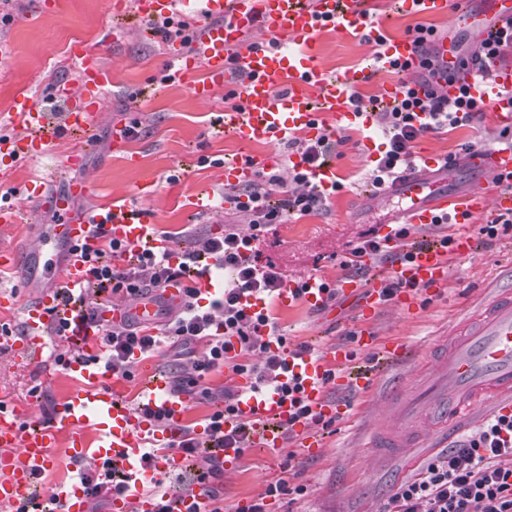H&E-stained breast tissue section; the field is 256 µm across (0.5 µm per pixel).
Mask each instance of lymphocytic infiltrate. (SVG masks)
Returning <instances> with one entry per match:
<instances>
[{"label": "lymphocytic infiltrate", "instance_id": "f902f5d3", "mask_svg": "<svg viewBox=\"0 0 512 512\" xmlns=\"http://www.w3.org/2000/svg\"><path fill=\"white\" fill-rule=\"evenodd\" d=\"M408 69L405 62L389 63L390 73L398 77L400 94L377 114V129L388 139L385 151L368 173L377 187L399 173L416 169L414 147L420 137L469 125L487 107L484 98L472 97L464 87L453 97L435 90L418 95ZM340 144V139L328 132L310 139L288 137L283 146L301 156L303 169H290L285 176L258 170L252 180L225 194L231 209L246 217L248 232L231 223L225 225L223 233L198 238L193 248L177 253L169 245V233H160V246L137 248L112 238L104 225L96 224L92 232L99 241L97 247L66 243L67 254L78 256L89 275L80 293L82 316L97 335L105 371L127 379L136 360L156 356L163 343L186 351L201 343L206 352L202 359L193 361V375L188 381L201 395L209 393L207 377L228 368L250 376L255 388L290 400L294 419L322 424V417L300 396V378L288 372L289 358L309 354L310 349L302 343L289 345L268 308L287 285H294L301 293L308 282L303 278L288 282L280 266L263 257L260 245L273 225L325 206L326 194L315 181L314 172ZM123 256L128 259L124 265L119 262ZM206 258L214 260L219 271L232 273L209 302H202L198 286H184L180 307L155 333L131 321L115 325L103 320L105 298L157 296ZM239 402L238 393L225 392L223 407L206 419L208 443L199 441L194 425L182 426L170 449L192 457L205 446L211 454L194 468L188 480L151 488L156 512H180L182 499L198 487L208 493L207 512H224V500L213 489L214 481L224 472L218 451L236 448L244 452L251 446L252 422H240L231 432L224 429L227 418L239 415ZM75 477L92 502L112 499L127 490L126 476L113 464L106 473L86 468L77 470ZM383 512H512V414L492 416L474 435L428 458L419 474L396 487Z\"/></svg>", "mask_w": 512, "mask_h": 512}]
</instances>
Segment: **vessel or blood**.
I'll list each match as a JSON object with an SVG mask.
<instances>
[{
	"label": "vessel or blood",
	"mask_w": 512,
	"mask_h": 512,
	"mask_svg": "<svg viewBox=\"0 0 512 512\" xmlns=\"http://www.w3.org/2000/svg\"><path fill=\"white\" fill-rule=\"evenodd\" d=\"M202 14L206 19L196 42V51L187 58V65L204 62L215 79L229 78L231 70L246 73L247 80L239 92L243 106L224 112L225 129L234 131L242 141L275 143L289 134L307 131L316 112H324L336 125L351 122L354 114L348 97L368 79L369 71L361 70L351 77L340 79L327 73L309 54L304 45L310 42L324 21L338 24L341 30L361 26L365 19L367 0H203ZM174 0H136V13L143 20L168 14ZM460 22L473 30L486 32L512 27V0H475L459 17ZM264 31L283 44L282 50L249 49L243 47L245 33ZM433 53L443 73L439 90L454 96L460 85L479 89L477 70L461 55L450 36L442 35L433 43ZM80 80L89 90L96 91L110 80L108 68L100 65L95 53L81 50ZM235 64H228V57ZM391 59L418 63V52L412 39L394 40L382 44L376 53L377 63ZM57 93L68 102L61 123H52L48 113L37 110L27 101L17 104V118L27 133L21 137L0 139V150L11 157L45 154L50 141L67 137L77 131H90L97 114L89 109L83 95L71 88L59 87ZM477 170H492L498 174L512 172V146L492 151L474 149L468 156ZM383 196H401L410 202L405 212L407 223L418 228L434 223L436 217L452 216L457 232L452 252H445L435 243L419 237L399 241L391 227H376L375 234L391 252L405 250L408 260H397L377 269L370 256L362 261L373 270V285L363 288L360 280L347 277L340 280V294H361L363 309L375 315L381 306L379 289L384 278L390 277L419 285L445 282L448 277L450 254L471 253L473 242L464 227L473 216L494 201L497 211H512V189L497 188L496 192L477 189L466 194L434 192L427 182L416 175L400 176L382 190ZM106 225L113 238L137 245L152 235L149 219L135 216L127 206H111L87 217L80 215L65 224H52L44 231V240L55 243L62 239L95 246L90 223ZM181 284L169 285L160 299H133L129 303L109 308L105 319L111 322L130 320L143 326L153 325L162 307L181 303ZM309 307L322 308L326 295L318 284H310L303 297H296L294 288L283 289L279 302L288 307L295 301ZM60 307L58 297L40 294L22 310L23 333L15 342L23 357L32 365L49 360L52 338L49 325ZM69 336L79 342L81 354L66 367L68 375L83 378V389L69 394L57 404L53 423L29 432L22 431L16 411L0 409V504L21 507L32 498L36 476L47 468L57 443H64L70 458L80 466L102 467L103 463H119L128 476L126 495L112 499L114 512H156L153 498L143 492L145 482L160 473L182 468L184 458L179 453H163L152 465L141 460L148 422L128 406L112 399L98 386L104 379L101 364L85 359V352L96 349L92 332L81 323L79 308L67 313ZM483 322L473 334L461 337L452 351H438L437 365L424 397L434 413L437 426L455 423L462 412H474L491 395H512V292L498 294L482 312ZM350 355L336 348L328 355H308L292 358L288 368L304 380L305 399L323 417L340 415L341 404L327 394L328 384L343 389L362 390L368 379L362 374H350ZM334 371L333 381H326L327 371ZM243 398L239 407L244 417L254 423L253 438L260 447L273 449L283 445L285 429H292L301 447L313 448L314 443L304 421L290 422L289 401L271 391H255L246 375H239ZM142 395L151 405L169 410L180 418L182 404L176 401L164 381H148ZM242 416V417H243ZM97 439H90V431ZM49 496L57 512H88L86 497L76 483L55 485Z\"/></svg>",
	"instance_id": "obj_1"
}]
</instances>
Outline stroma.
<instances>
[{
  "label": "stroma",
  "mask_w": 512,
  "mask_h": 512,
  "mask_svg": "<svg viewBox=\"0 0 512 512\" xmlns=\"http://www.w3.org/2000/svg\"><path fill=\"white\" fill-rule=\"evenodd\" d=\"M121 9L134 11V0H0V40L11 46L10 54L0 56V136L26 133L15 118L17 101L29 100L48 112L59 102L56 86L76 84V48L95 50L112 73L111 83L100 92L98 122L88 135L53 141L40 158L0 156V204L14 213L13 222L0 229V252L15 257L13 267L0 269V291L11 294L17 305H24L37 291L58 286L52 266L40 258L45 226L126 204L145 211L154 227L170 232L174 250L189 249L195 237L217 232L228 218L219 209L195 212L196 194L223 191L225 163L247 155L260 159L272 150L268 143L243 145L224 132L221 117L237 104L232 96L235 86L215 83L208 101L197 99L192 86L205 80L208 72L199 65L177 75L175 57L185 51L180 41L142 37L134 24L114 35L113 16ZM368 13L392 39L406 37L421 21L420 16L397 9L394 0H369ZM311 47L317 62L339 77L370 62V47L331 26L316 33ZM135 124L140 136L126 141L123 149H114L113 127ZM499 131L489 110L474 124L423 136L416 152L451 157L466 142L494 148ZM340 133L347 141L333 163L341 190L321 211L275 225L261 245L263 254L288 278L313 275L338 283L345 274L342 264L362 234L393 222L404 209L398 196L378 207L357 202V194L369 186L371 159L385 150L386 141L380 133H368L355 124ZM79 183L87 184V192L70 195L71 186ZM65 193L70 196L67 210L45 206V199ZM495 216L491 209L466 225V233L478 242L476 251L451 255L446 283L420 289L414 315L402 314L392 303L371 320L353 306L331 318L301 303L289 308L275 304L271 313L281 334L290 344H306L316 353L332 346L348 348L361 365L373 364L380 344L390 341L406 343L425 355L434 343L457 335L477 318L492 292L512 291V234L490 246L480 241L481 227ZM359 331L370 333L373 345H358L352 335ZM50 373L51 380L42 381L41 368L30 366L8 342L0 341V403L17 407L22 420L45 419L54 404L80 386L61 368H51ZM428 378L408 362L378 375L366 392H338V399L350 404L352 412L330 426H314L319 443L314 454H307L294 439L277 453L249 448L238 467L215 483L226 512H238L261 498L267 512H381L393 489L415 475L437 445L456 443L463 436L458 429L446 434L425 430L397 455L359 447L366 430H388L395 408L407 405L422 415L420 391ZM208 385L211 398L187 396L183 422L202 423L221 406L224 389L235 385L231 370L211 375ZM35 386L41 389L37 399L31 395ZM286 458L292 461L302 492L265 498L268 481L279 476Z\"/></svg>",
  "instance_id": "obj_1"
}]
</instances>
